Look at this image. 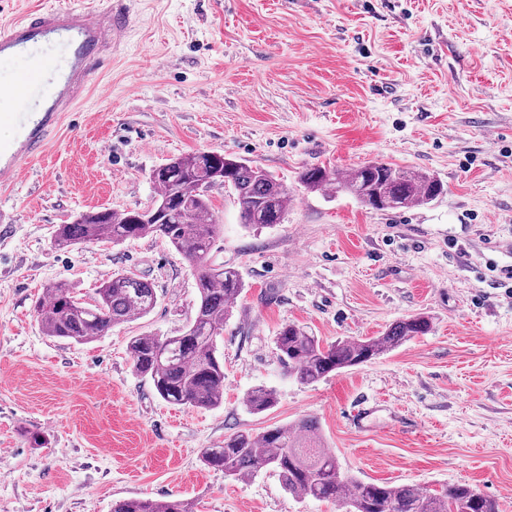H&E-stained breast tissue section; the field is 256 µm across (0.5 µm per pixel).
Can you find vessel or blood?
<instances>
[{
	"label": "vessel or blood",
	"mask_w": 512,
	"mask_h": 512,
	"mask_svg": "<svg viewBox=\"0 0 512 512\" xmlns=\"http://www.w3.org/2000/svg\"><path fill=\"white\" fill-rule=\"evenodd\" d=\"M129 25L122 0L101 7H54L34 10L0 28V59L35 46L43 52L34 74L0 84V102L16 137L0 143V182L22 180L26 164L38 158L62 114L71 111L112 56Z\"/></svg>",
	"instance_id": "1"
}]
</instances>
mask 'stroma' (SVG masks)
<instances>
[{
    "instance_id": "35a3bbf8",
    "label": "stroma",
    "mask_w": 512,
    "mask_h": 512,
    "mask_svg": "<svg viewBox=\"0 0 512 512\" xmlns=\"http://www.w3.org/2000/svg\"><path fill=\"white\" fill-rule=\"evenodd\" d=\"M131 23L92 92L12 189L0 188V512H110L185 500L192 512H336L275 472L244 480L203 449L316 417L365 482L467 483L512 512V0H129ZM214 151L288 186L283 223L245 227L211 191L217 260L245 288L218 339L224 402L162 400L130 337L176 336L198 306L194 271L164 240L59 249L79 212L145 208L167 158ZM425 171L445 191L403 211L305 189L308 165ZM471 254L458 263V248ZM151 282L147 316L84 344L44 335L35 303L63 281L92 296L115 271ZM414 314L432 331L312 384L275 339L288 323L331 343ZM275 389L255 414L245 399ZM366 401L363 431L351 415ZM40 434L43 447L30 441ZM277 401L278 394L274 389L258 387L248 394L246 398V405L250 411L259 414L274 407ZM111 512H191L182 500L168 498H129L112 503Z\"/></svg>"
}]
</instances>
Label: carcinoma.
<instances>
[{"mask_svg":"<svg viewBox=\"0 0 512 512\" xmlns=\"http://www.w3.org/2000/svg\"><path fill=\"white\" fill-rule=\"evenodd\" d=\"M157 199L147 208H104L79 214L58 226L54 245L121 244L145 236L166 240L196 271L199 303L194 320L177 336H134L129 352L135 371L151 381L166 402L209 409L224 402V362L217 337L244 285L238 269L211 261L221 225L209 194L216 186L231 188L248 227L279 224L292 192L257 165L217 152H195L168 160L152 170ZM300 182L311 191L347 193L373 210H402L426 205L443 194L433 175L391 163H371L339 177L324 166L305 168ZM157 304L153 285L131 273L117 272L86 300L66 283L44 289L35 311L45 335L78 343L96 340L112 327L148 315ZM431 329L421 314L393 324L382 335L322 344L304 327L288 323L276 336V350L288 375L313 384L332 373L355 367L394 350ZM275 390H252L246 405L259 414L276 405ZM202 462L242 480L272 468L288 494L328 502L341 512H500L496 499L468 484L441 490L415 484L362 482L341 469L325 448L318 421L303 417L259 434L239 432L202 452ZM111 512H189L176 498H129L112 503Z\"/></svg>","mask_w":512,"mask_h":512,"instance_id":"1","label":"carcinoma"}]
</instances>
